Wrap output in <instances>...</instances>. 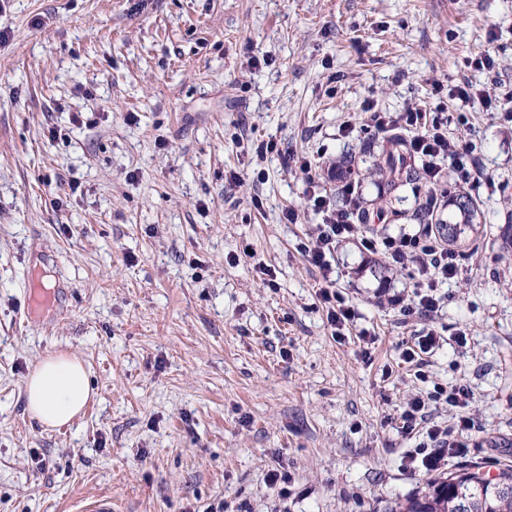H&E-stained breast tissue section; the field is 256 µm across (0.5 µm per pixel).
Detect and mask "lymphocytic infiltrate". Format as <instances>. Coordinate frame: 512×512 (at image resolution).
Listing matches in <instances>:
<instances>
[{
	"instance_id": "obj_1",
	"label": "lymphocytic infiltrate",
	"mask_w": 512,
	"mask_h": 512,
	"mask_svg": "<svg viewBox=\"0 0 512 512\" xmlns=\"http://www.w3.org/2000/svg\"><path fill=\"white\" fill-rule=\"evenodd\" d=\"M364 112L369 123L379 131L387 132L403 126L414 129L409 142L414 155L420 157L423 171L429 183L439 179L442 164L452 166L457 184L470 187L483 182L484 177L476 156L462 148L448 135V128L456 118L448 111L428 112L418 106L408 107L399 115L376 108L373 101H365ZM346 204L337 207L329 196L313 198V209L320 214L322 222L306 243L302 251L308 261L322 274V281L316 291L319 302L326 310L327 323L337 338H344L346 330L353 326L358 312L350 300L336 287L330 256L346 241L353 239L357 227L349 220V208L355 205L357 197L353 186H345ZM360 245L366 252L382 257L393 268H410L415 272V308L425 315L433 316L442 306L443 297L438 287L456 278L460 272L459 258L448 252L432 234L422 229L416 233H401L381 239L362 238ZM472 393L468 387L456 385L450 388L435 387L427 397L412 398L400 414L401 430L412 433L422 430L421 442L405 460L407 470L424 468L434 471L448 458L466 455L468 446L462 435L474 427L468 407ZM431 402L445 404L454 410L453 425H442L429 421L427 405Z\"/></svg>"
}]
</instances>
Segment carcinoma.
<instances>
[{
	"instance_id": "cac0c4a2",
	"label": "carcinoma",
	"mask_w": 512,
	"mask_h": 512,
	"mask_svg": "<svg viewBox=\"0 0 512 512\" xmlns=\"http://www.w3.org/2000/svg\"><path fill=\"white\" fill-rule=\"evenodd\" d=\"M375 166L386 177L390 191L420 176L416 160L409 154L405 137L400 133H392L380 142ZM448 205L455 207L456 213L448 216L446 221L436 219L437 236L451 251L475 245L481 225L476 204L462 192L448 198ZM351 216L356 223L376 232L378 225L391 223L398 211L392 201L384 198L374 212L355 205ZM461 495L469 497L470 512H512V466L500 468L491 480L483 479L477 467L463 466L446 477L428 482L425 489L407 498L406 502L394 501L387 506L386 512H457L456 504Z\"/></svg>"
}]
</instances>
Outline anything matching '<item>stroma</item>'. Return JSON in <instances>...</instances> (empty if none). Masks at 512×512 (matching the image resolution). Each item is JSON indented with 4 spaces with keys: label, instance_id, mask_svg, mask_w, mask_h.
<instances>
[{
    "label": "stroma",
    "instance_id": "1",
    "mask_svg": "<svg viewBox=\"0 0 512 512\" xmlns=\"http://www.w3.org/2000/svg\"><path fill=\"white\" fill-rule=\"evenodd\" d=\"M484 51L493 70L466 68ZM464 79L512 86V0H0V512L101 494L112 512H275L281 466L290 512H384L426 485L405 468L416 441L399 415L438 383L472 391L476 422L447 471L512 464V256L497 243L512 123L477 108L449 128L494 184L471 192L485 232L435 319L403 312L412 270L375 274L354 241L331 264L357 331L336 339L299 250L321 217L298 159L355 155L357 175L318 189L338 202L354 183L376 209L382 135L364 101L455 110L432 87ZM263 140L276 149L259 182ZM458 190L447 169L400 186L386 234L417 230L432 198L447 218ZM430 326L442 342L421 379L400 354ZM57 353L84 362L94 396L48 430L23 380Z\"/></svg>",
    "mask_w": 512,
    "mask_h": 512
}]
</instances>
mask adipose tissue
I'll return each mask as SVG.
<instances>
[{
	"label": "adipose tissue",
	"instance_id": "1",
	"mask_svg": "<svg viewBox=\"0 0 512 512\" xmlns=\"http://www.w3.org/2000/svg\"><path fill=\"white\" fill-rule=\"evenodd\" d=\"M29 414L46 428H58L77 418L86 407L91 388L78 357L49 355L24 380Z\"/></svg>",
	"mask_w": 512,
	"mask_h": 512
}]
</instances>
